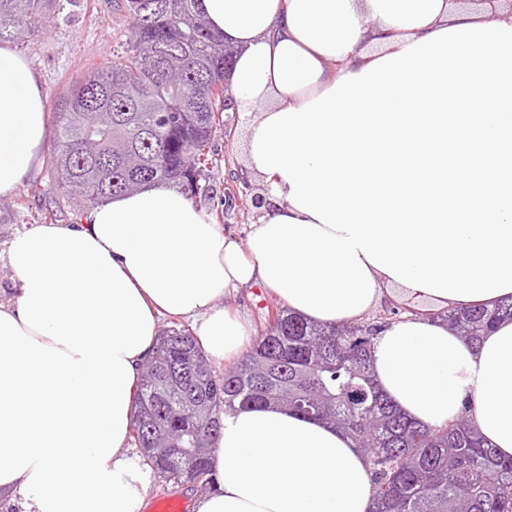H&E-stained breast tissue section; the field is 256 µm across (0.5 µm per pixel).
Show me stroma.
I'll use <instances>...</instances> for the list:
<instances>
[{
	"label": "stroma",
	"mask_w": 512,
	"mask_h": 512,
	"mask_svg": "<svg viewBox=\"0 0 512 512\" xmlns=\"http://www.w3.org/2000/svg\"><path fill=\"white\" fill-rule=\"evenodd\" d=\"M130 27L131 18L123 0H75L54 24L18 46L17 51L38 74L47 105L53 108L70 85L111 59ZM213 146L217 164L204 181L205 192L197 203L219 213L220 224L242 238L259 212L242 199L229 205L224 202L225 184L245 166L240 141L235 135L228 139L220 135L215 137ZM0 205L11 212L8 223H0V250L14 235L32 225L79 223L80 213L89 208L79 199L58 198L41 164L14 195L1 199Z\"/></svg>",
	"instance_id": "1"
}]
</instances>
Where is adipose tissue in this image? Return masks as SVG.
<instances>
[{"instance_id":"adipose-tissue-1","label":"adipose tissue","mask_w":512,"mask_h":512,"mask_svg":"<svg viewBox=\"0 0 512 512\" xmlns=\"http://www.w3.org/2000/svg\"><path fill=\"white\" fill-rule=\"evenodd\" d=\"M507 0H198L235 50L229 86L264 200L246 241L180 191L146 187L79 224H37L6 252L0 303V503L140 512L132 400L164 316L236 359L251 334L218 307L255 284L317 324L384 299L373 377L408 418H463L512 456V321L479 341L433 313L512 297V8ZM47 104L0 46V197L36 166ZM366 455L276 406L223 415L194 512H370Z\"/></svg>"}]
</instances>
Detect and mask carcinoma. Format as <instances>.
<instances>
[{"mask_svg":"<svg viewBox=\"0 0 512 512\" xmlns=\"http://www.w3.org/2000/svg\"><path fill=\"white\" fill-rule=\"evenodd\" d=\"M122 53L75 82L55 112L47 175L56 193L95 205L146 185H174L189 199L224 133V45L197 0H125ZM61 0H0V42L20 43L58 18ZM410 309L383 307L367 321L321 326L265 305L261 332L219 373L194 336H159L134 395L130 438L160 482L209 488L224 410L277 404L326 420L367 456L374 512H512V457L499 456L465 419L441 429L403 417L374 384V324ZM477 341L512 319V301L443 313Z\"/></svg>","mask_w":512,"mask_h":512,"instance_id":"cac0c4a2","label":"carcinoma"}]
</instances>
